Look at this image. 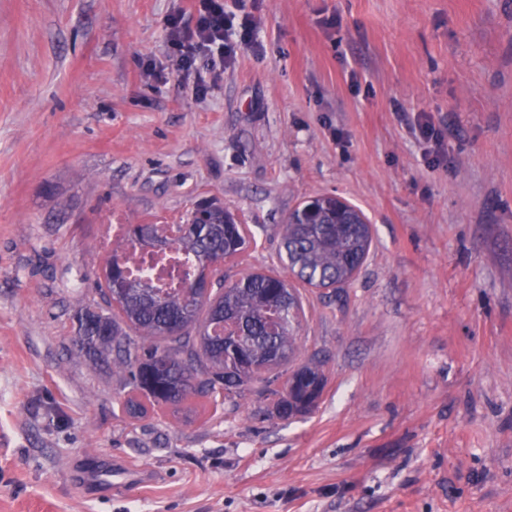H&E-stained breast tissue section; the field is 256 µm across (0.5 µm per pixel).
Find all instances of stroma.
Segmentation results:
<instances>
[{
    "mask_svg": "<svg viewBox=\"0 0 512 512\" xmlns=\"http://www.w3.org/2000/svg\"><path fill=\"white\" fill-rule=\"evenodd\" d=\"M174 13L194 26L191 0H0V512H512V0H257L261 51L217 81L176 73ZM326 195L373 242L300 291L317 407L126 414L75 340L102 225L217 199L257 239L228 287Z\"/></svg>",
    "mask_w": 512,
    "mask_h": 512,
    "instance_id": "stroma-1",
    "label": "stroma"
}]
</instances>
